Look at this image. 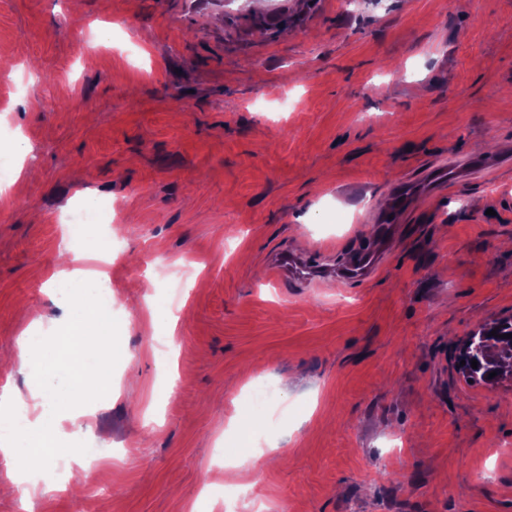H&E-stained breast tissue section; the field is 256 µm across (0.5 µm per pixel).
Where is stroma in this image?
<instances>
[{
  "label": "stroma",
  "instance_id": "35a3bbf8",
  "mask_svg": "<svg viewBox=\"0 0 512 512\" xmlns=\"http://www.w3.org/2000/svg\"><path fill=\"white\" fill-rule=\"evenodd\" d=\"M479 3L0 0V157L28 150L0 204V385L21 394L0 441L42 413L107 448L64 495L47 458L0 512H224V457L260 434L288 454L259 459L258 512H512V375L457 364L512 316V0ZM465 152L498 163L414 195L376 275L338 277L393 184ZM101 198L110 225L69 224ZM105 236L100 377L71 413L67 379L13 358L29 308L46 346L75 335L78 290L45 283ZM327 242L328 284L269 276ZM152 259L195 283L170 337ZM489 336H483V332L472 333L464 342L460 354L459 362L465 360V365L461 369L468 380L473 383L488 382L491 379L486 377L489 369L485 362V351L489 348ZM477 360V369L471 367V361Z\"/></svg>",
  "mask_w": 512,
  "mask_h": 512
}]
</instances>
